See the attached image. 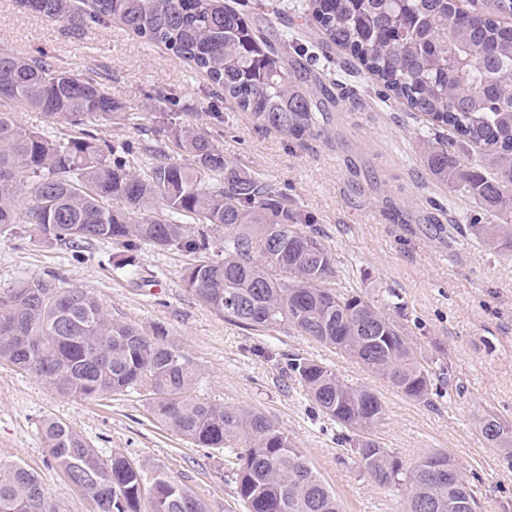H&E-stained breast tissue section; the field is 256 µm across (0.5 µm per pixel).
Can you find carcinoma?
<instances>
[{
  "label": "carcinoma",
  "instance_id": "carcinoma-1",
  "mask_svg": "<svg viewBox=\"0 0 512 512\" xmlns=\"http://www.w3.org/2000/svg\"><path fill=\"white\" fill-rule=\"evenodd\" d=\"M50 21L80 30L120 23L203 73L224 99L266 128L301 143L322 136L319 114L333 93L303 87L308 72L269 42L245 5L227 0H23ZM323 43L350 52L373 80L426 117L419 138L433 180L463 189L495 224L456 225L487 251H512V26L500 15L512 0L466 12L461 0H305ZM0 227L28 224L42 242L123 247L135 265L144 247L191 257L184 288L225 321L256 333L296 332L334 348L388 380L406 398L433 405L447 394L449 369L393 322L380 296L337 291L332 248L312 218L180 112L160 113L162 138L135 163L88 127L129 119L122 103L90 76L0 49ZM35 110L73 133L47 135L22 125ZM480 149L461 162L443 130ZM123 201L120 208L110 202ZM224 253L211 252V237ZM0 364L28 372L62 396L100 400L143 389L148 413L198 448L224 452V471L245 512H344L336 493L296 442L263 412L196 395L199 373L163 326L152 335L112 318L84 288L34 276L0 288ZM315 408L340 428V446L376 485L398 491L405 512H476L471 481L446 451L408 466L376 435L385 408L365 386L327 364L288 359ZM481 434L512 466V420L486 414ZM50 464L88 494L95 512H211L189 487L162 471L147 476L127 456L100 457L80 432L45 418ZM0 512H66L47 497L36 471L0 469Z\"/></svg>",
  "mask_w": 512,
  "mask_h": 512
}]
</instances>
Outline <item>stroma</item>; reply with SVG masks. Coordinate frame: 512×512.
Segmentation results:
<instances>
[{"label": "stroma", "instance_id": "1", "mask_svg": "<svg viewBox=\"0 0 512 512\" xmlns=\"http://www.w3.org/2000/svg\"><path fill=\"white\" fill-rule=\"evenodd\" d=\"M266 33L288 39L312 74L335 85L322 137L295 142L258 126L249 113L221 99L205 77L163 46L119 24L71 29L0 0V49L43 59L88 75L134 120L94 131L111 144L154 142L153 108L160 98L196 120L227 158L260 172L313 217L336 254V289L396 292L398 316L426 353L449 366V395L425 406L406 399L355 361L293 332L256 336L224 321L183 286L189 259L178 251L142 248L134 272L116 268L122 249L95 243L71 249L33 240L29 225L0 231V287L29 276H52L60 286L94 293L114 319L144 332L166 327L202 374L201 396L257 409L303 448L336 492L345 512H402L401 495L371 482L336 442V426L314 416L301 385L268 352L297 353L329 364L345 382L380 397L386 420L378 435L404 462L444 448L471 477L480 512H512V468L481 435L479 419L512 420V254H495L443 233L448 224H489L493 217L464 192L436 183L419 153L423 124L386 94L346 51L322 43L292 0H274ZM138 394L101 401L62 397L40 378L0 366V465L16 462L39 472L51 500L67 512H94L92 499L71 488L50 465L40 433L44 418L69 422L102 454L119 451L145 473L166 472L204 499L211 512H242L224 477V458L160 427Z\"/></svg>", "mask_w": 512, "mask_h": 512}]
</instances>
